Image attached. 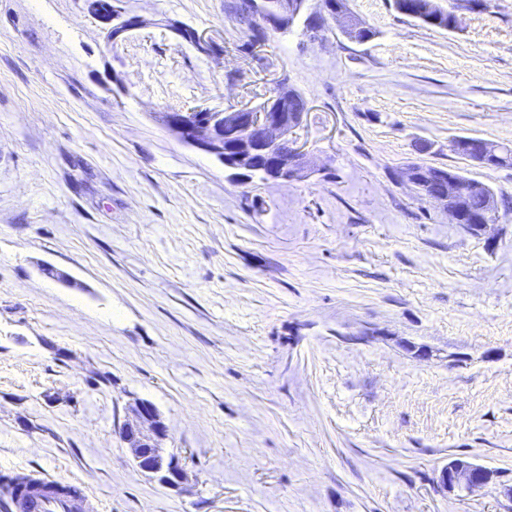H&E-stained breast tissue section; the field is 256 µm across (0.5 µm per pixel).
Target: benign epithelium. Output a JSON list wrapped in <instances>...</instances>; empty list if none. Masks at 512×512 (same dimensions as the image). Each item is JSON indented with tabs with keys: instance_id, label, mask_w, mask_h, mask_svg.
<instances>
[{
	"instance_id": "obj_1",
	"label": "benign epithelium",
	"mask_w": 512,
	"mask_h": 512,
	"mask_svg": "<svg viewBox=\"0 0 512 512\" xmlns=\"http://www.w3.org/2000/svg\"><path fill=\"white\" fill-rule=\"evenodd\" d=\"M307 0H257L266 17L267 26L286 29L303 16ZM88 14L102 28L109 39L116 34H126L144 25V21L115 6L105 12L100 2L94 0ZM339 27L355 25L346 11L321 3L320 10L308 16L310 30H320L329 20ZM288 92L276 90L256 109L213 110L198 107L187 112H157V121L174 134L182 143L219 160L236 171L238 177L249 178L255 168L254 158L269 160L265 176L282 182L307 177V161L293 138L295 130L304 120L307 110L288 111ZM491 152L486 142L467 147L466 159L479 167H488ZM435 177V168L412 166L401 172V180L414 190L426 188ZM488 193V187L474 178L458 180L455 193L446 199H432L442 208L453 224L466 231L479 233L492 224L488 213L469 207L470 199ZM121 436L129 448L136 468L168 486H176L185 478V470L178 457L162 446L168 436V427L155 406L148 400L138 399L127 406V416ZM482 467L453 459L441 470L440 484L445 488L463 487L470 492L481 489L487 480L480 477Z\"/></svg>"
}]
</instances>
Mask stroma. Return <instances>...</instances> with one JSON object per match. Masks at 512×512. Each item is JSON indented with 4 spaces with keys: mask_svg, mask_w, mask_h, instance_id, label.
Listing matches in <instances>:
<instances>
[{
    "mask_svg": "<svg viewBox=\"0 0 512 512\" xmlns=\"http://www.w3.org/2000/svg\"><path fill=\"white\" fill-rule=\"evenodd\" d=\"M231 2L122 0L145 24L112 43L84 0H0V476L83 480L103 512H512V210L474 235L397 179L512 196L450 148L512 146V0L452 31L348 0L369 41L298 23L250 55ZM282 82L299 181L233 178L155 118ZM136 398L179 486L131 462ZM453 458L496 475L447 492Z\"/></svg>",
    "mask_w": 512,
    "mask_h": 512,
    "instance_id": "35a3bbf8",
    "label": "stroma"
}]
</instances>
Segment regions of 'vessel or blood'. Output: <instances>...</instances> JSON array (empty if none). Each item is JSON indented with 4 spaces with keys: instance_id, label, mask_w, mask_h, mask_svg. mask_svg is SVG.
<instances>
[{
    "instance_id": "vessel-or-blood-1",
    "label": "vessel or blood",
    "mask_w": 512,
    "mask_h": 512,
    "mask_svg": "<svg viewBox=\"0 0 512 512\" xmlns=\"http://www.w3.org/2000/svg\"><path fill=\"white\" fill-rule=\"evenodd\" d=\"M65 485V480L49 473L30 474L13 503L15 512H91L93 503L86 492L59 495Z\"/></svg>"
}]
</instances>
